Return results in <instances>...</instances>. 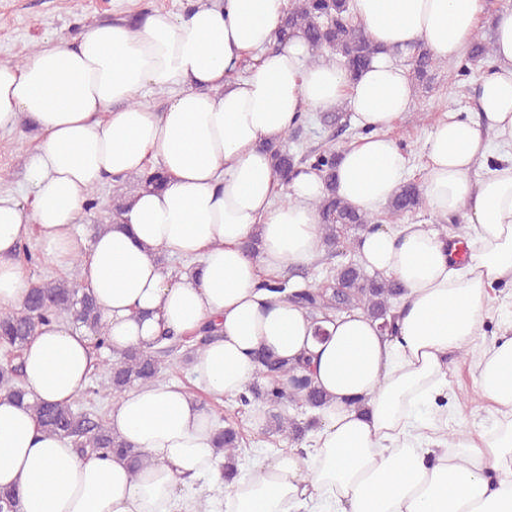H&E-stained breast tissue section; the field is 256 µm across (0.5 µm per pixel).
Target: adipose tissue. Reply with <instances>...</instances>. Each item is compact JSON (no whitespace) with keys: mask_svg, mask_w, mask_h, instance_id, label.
Here are the masks:
<instances>
[{"mask_svg":"<svg viewBox=\"0 0 512 512\" xmlns=\"http://www.w3.org/2000/svg\"><path fill=\"white\" fill-rule=\"evenodd\" d=\"M284 2L198 0L138 27L94 23L75 43L0 63V129L25 122L37 132L23 160L28 203L0 192V308L24 303L29 282L13 257L37 227L55 264L78 262L114 351L213 323L219 336L191 368L225 396L256 381L257 352L309 358L329 397L313 453L279 454L257 463L255 476L225 483L211 414L185 388L156 383L126 391L109 416L149 460L134 476L120 457L89 458L41 432L32 409L1 393L0 486L14 489L18 512H196L186 490L201 477L227 512H512V336L476 366L478 389L500 416L496 431L461 436L455 452L438 432L415 434L420 406L448 389L449 355L474 342L495 282L512 278V9L491 18L486 0H354L357 21L384 52L351 81L339 62H310L301 38L277 44ZM488 23L494 64L475 88L480 121L442 113L422 145L424 200L439 215H466L467 254L429 224L364 235V264L406 290L399 333L383 335L355 309L324 322L327 336L317 339L303 310L260 283L319 255L315 203L325 186L312 172L281 185L267 143L282 140L305 107L348 102L365 134L341 152L337 192L378 210L407 179L408 156L390 131L414 99L388 50L422 43L451 62ZM254 51L257 64L230 79ZM149 92L165 94L163 111L144 104ZM155 168L166 174L162 189H138L117 225L92 239L75 235L96 186ZM280 193L286 202L273 205ZM255 235L253 254L243 245ZM161 254L199 264L174 276ZM23 358L32 398L69 403L89 380L93 352L66 322L39 330Z\"/></svg>","mask_w":512,"mask_h":512,"instance_id":"adipose-tissue-1","label":"adipose tissue"}]
</instances>
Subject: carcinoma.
I'll list each match as a JSON object with an SVG mask.
<instances>
[{
	"label": "carcinoma",
	"instance_id": "obj_1",
	"mask_svg": "<svg viewBox=\"0 0 512 512\" xmlns=\"http://www.w3.org/2000/svg\"><path fill=\"white\" fill-rule=\"evenodd\" d=\"M300 37L311 52L315 63L340 59L350 78L354 79L369 66L382 48L368 36L351 11V0H291L277 33V41L286 42ZM492 54V45L481 35L473 38L466 56L461 60L457 76L468 77L480 62ZM441 61L422 43L414 46L406 57L412 80L430 85ZM324 125L340 132L350 128L347 110L338 108L322 115ZM273 167L283 183H289L298 173L307 170L318 174L325 184V192L316 203L322 230V244L328 256L344 246L340 240L342 229L353 231L354 240L364 234L381 229L384 224L394 225L405 216L420 209L424 204L420 184L407 181L388 201L383 214L358 211L336 193V168L341 150L330 144L311 148L297 156L290 152L287 142L269 146ZM329 285L319 288L307 284L290 289L287 278H268L260 287L287 299L303 308L318 323L329 316L360 308L372 320L380 322L382 331L390 336L397 333L396 311L406 289L392 278L378 271L368 272L361 263L350 260L327 269ZM69 320L85 328L95 340V347L107 348L100 316L94 298L74 280L30 282L29 292L19 310H0V348L4 354L23 353L30 339L41 327ZM217 337L216 329L207 323L195 334L192 347L181 352L184 342L171 334H164L156 344L146 349H128L115 360L106 362L100 378L93 381L81 393L85 401L82 408L75 403L50 404L35 402L30 408L35 413L38 426L46 433L67 438L82 454L91 453L107 458L118 454L126 458L131 474L137 475L149 465L148 459L131 448L125 440L114 434L105 419V413L97 399L106 395L121 397L136 385L160 381L165 366L191 361L192 354ZM258 381L237 396L243 412L258 405L267 408L266 423L275 432L301 440L318 425V417L306 421L288 414L299 410L305 414L314 411L328 401L327 395L311 377L308 364L302 358H282L270 351L258 354ZM21 376V366L0 369V390L22 404L27 391ZM215 464L231 482L239 472L241 436L233 426H217L214 435Z\"/></svg>",
	"mask_w": 512,
	"mask_h": 512
}]
</instances>
